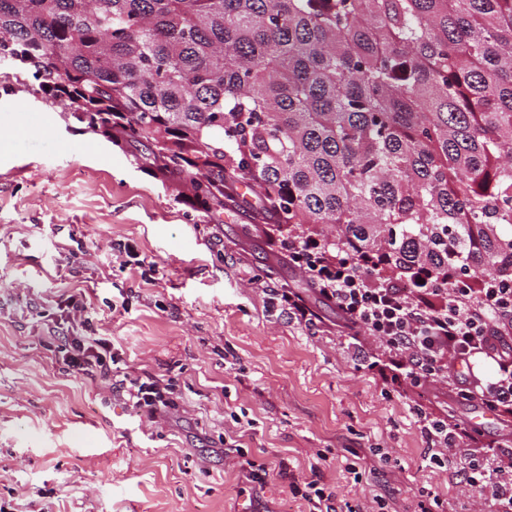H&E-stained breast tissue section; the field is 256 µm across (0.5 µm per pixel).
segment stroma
Segmentation results:
<instances>
[{
  "label": "stroma",
  "mask_w": 512,
  "mask_h": 512,
  "mask_svg": "<svg viewBox=\"0 0 512 512\" xmlns=\"http://www.w3.org/2000/svg\"><path fill=\"white\" fill-rule=\"evenodd\" d=\"M63 113L0 75V512H308L291 483L311 479L338 512L377 497L384 512H494L491 489L463 474L512 418L458 399L457 365L401 384L288 261L256 193L200 219ZM267 286L301 295L313 321ZM73 296L122 373L174 379L177 410L147 421L111 379L67 369L54 338L71 330ZM420 410L480 424L481 444L431 462ZM229 436L240 454L225 455Z\"/></svg>",
  "instance_id": "stroma-1"
}]
</instances>
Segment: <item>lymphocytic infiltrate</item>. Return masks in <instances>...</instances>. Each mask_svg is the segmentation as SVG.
<instances>
[{"label": "lymphocytic infiltrate", "instance_id": "lymphocytic-infiltrate-1", "mask_svg": "<svg viewBox=\"0 0 512 512\" xmlns=\"http://www.w3.org/2000/svg\"><path fill=\"white\" fill-rule=\"evenodd\" d=\"M287 250L316 293L335 306L344 327L378 341L404 383L420 387L449 363L484 359L493 363V374L455 388L512 416V281L471 288L452 276L437 288L427 269L411 280L386 276L380 255L333 251L303 231L289 234ZM58 347L71 370L84 376H109L118 363L108 336H62ZM120 390L133 410L150 419L178 406L171 380L126 378ZM467 481L491 488L497 512H512V448L485 455Z\"/></svg>", "mask_w": 512, "mask_h": 512}]
</instances>
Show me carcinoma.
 I'll list each match as a JSON object with an SVG mask.
<instances>
[{"instance_id":"cac0c4a2","label":"carcinoma","mask_w":512,"mask_h":512,"mask_svg":"<svg viewBox=\"0 0 512 512\" xmlns=\"http://www.w3.org/2000/svg\"><path fill=\"white\" fill-rule=\"evenodd\" d=\"M0 71L224 209L512 277V0H0Z\"/></svg>"}]
</instances>
